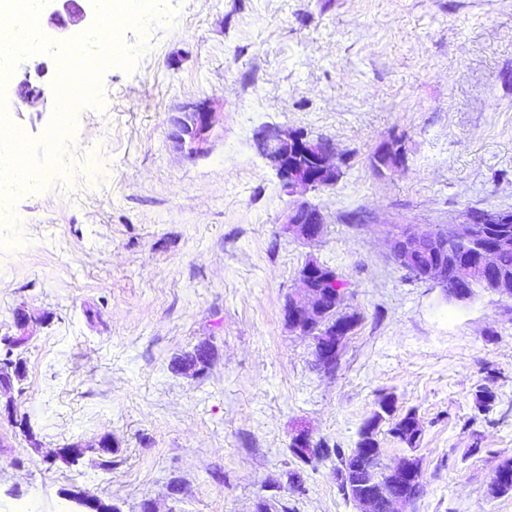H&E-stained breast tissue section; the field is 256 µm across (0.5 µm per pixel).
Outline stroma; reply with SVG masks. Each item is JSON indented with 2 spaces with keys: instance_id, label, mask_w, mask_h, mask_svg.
<instances>
[{
  "instance_id": "obj_1",
  "label": "stroma",
  "mask_w": 512,
  "mask_h": 512,
  "mask_svg": "<svg viewBox=\"0 0 512 512\" xmlns=\"http://www.w3.org/2000/svg\"><path fill=\"white\" fill-rule=\"evenodd\" d=\"M170 3L169 27L125 32L148 44L133 71L107 68L102 105L74 112L66 172L18 199L23 224H0L15 243L0 337L19 335L17 311L38 320L19 392L0 394V512H67L77 493L120 512H359L337 458L289 443L351 451L385 394L380 463L415 456L425 485L395 512H512L491 492L512 459V300L449 299L386 241L512 211V0ZM43 64L46 105L12 114L36 160L58 103ZM192 111L205 130L175 139ZM273 128L332 143L336 183L288 195L258 145ZM393 145L397 164L376 169ZM89 153L107 169L93 181ZM300 203L323 216L318 240L278 234ZM312 258L346 282L355 321L331 374L285 317ZM202 343L207 372L179 370ZM409 411L414 449L390 432Z\"/></svg>"
}]
</instances>
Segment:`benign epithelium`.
Returning a JSON list of instances; mask_svg holds the SVG:
<instances>
[{
  "label": "benign epithelium",
  "mask_w": 512,
  "mask_h": 512,
  "mask_svg": "<svg viewBox=\"0 0 512 512\" xmlns=\"http://www.w3.org/2000/svg\"><path fill=\"white\" fill-rule=\"evenodd\" d=\"M74 0H48L49 24L54 33H69L77 37L94 23L95 11L92 0H82L78 11L70 13ZM22 94L9 86L3 87L6 98L13 104H22L30 109L43 105V87L25 74L19 82ZM323 141L313 140L306 134L289 129H279L269 134L263 148L265 157L282 178L283 184L292 193L295 189H316L336 182L334 151L322 147ZM512 212H481L467 214L462 221L448 225L450 242L437 243L443 254L436 256L433 264L426 267L425 280L440 288L448 298L465 300L475 290L484 288L505 299L512 298V279L499 275L492 267L494 254L506 244H512ZM321 216L306 208H297L280 226L283 237H301L307 240L318 238L323 232ZM388 245L394 260L410 275L419 277L420 254L423 239L418 233L406 228H395L389 232ZM453 265L456 278L453 287H448V265ZM322 264L310 261L300 272L304 284L316 289L313 302L292 300L287 305L288 322L302 336H316L315 317L319 312L339 310L345 299L344 286L336 280L328 281L321 276ZM352 329L350 319L339 312L328 330V337L314 341V362L322 371L338 360L342 339Z\"/></svg>",
  "instance_id": "benign-epithelium-1"
}]
</instances>
